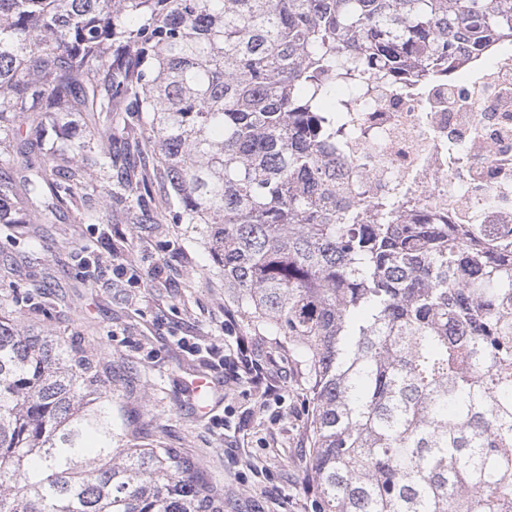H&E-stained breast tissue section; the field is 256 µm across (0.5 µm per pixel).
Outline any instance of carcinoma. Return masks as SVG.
Masks as SVG:
<instances>
[{
	"instance_id": "1",
	"label": "carcinoma",
	"mask_w": 512,
	"mask_h": 512,
	"mask_svg": "<svg viewBox=\"0 0 512 512\" xmlns=\"http://www.w3.org/2000/svg\"><path fill=\"white\" fill-rule=\"evenodd\" d=\"M512 0H0V224L47 223L87 158L141 222L152 178L300 365L319 512H512V224L400 222L338 192L333 88L420 80ZM87 117L97 146L65 133ZM80 343L0 319V512H224L113 412Z\"/></svg>"
}]
</instances>
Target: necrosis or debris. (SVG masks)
I'll list each match as a JSON object with an SVG mask.
<instances>
[{
	"label": "necrosis or debris",
	"instance_id": "4bbe7bcc",
	"mask_svg": "<svg viewBox=\"0 0 512 512\" xmlns=\"http://www.w3.org/2000/svg\"><path fill=\"white\" fill-rule=\"evenodd\" d=\"M493 55L452 81H362L336 148L347 196L398 197L407 220L512 224V53Z\"/></svg>",
	"mask_w": 512,
	"mask_h": 512
}]
</instances>
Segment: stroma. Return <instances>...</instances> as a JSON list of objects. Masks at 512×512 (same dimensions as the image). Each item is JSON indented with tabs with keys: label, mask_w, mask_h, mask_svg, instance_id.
I'll return each mask as SVG.
<instances>
[{
	"label": "stroma",
	"mask_w": 512,
	"mask_h": 512,
	"mask_svg": "<svg viewBox=\"0 0 512 512\" xmlns=\"http://www.w3.org/2000/svg\"><path fill=\"white\" fill-rule=\"evenodd\" d=\"M110 188L86 166L84 192L104 224L83 223L69 203L49 224L31 212L0 224V316L90 346L112 369L128 432L193 463L224 512H317L299 365L251 328L202 241L161 207L156 223H128ZM199 374L214 384L205 414L186 388Z\"/></svg>",
	"instance_id": "stroma-1"
}]
</instances>
